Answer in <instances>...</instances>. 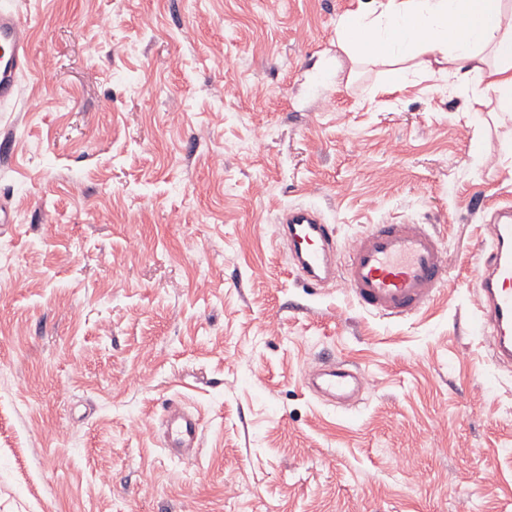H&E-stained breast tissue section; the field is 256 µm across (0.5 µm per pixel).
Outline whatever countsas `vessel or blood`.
Here are the masks:
<instances>
[{"label":"vessel or blood","instance_id":"vessel-or-blood-1","mask_svg":"<svg viewBox=\"0 0 512 512\" xmlns=\"http://www.w3.org/2000/svg\"><path fill=\"white\" fill-rule=\"evenodd\" d=\"M31 30L0 2V105L15 101L29 63ZM488 253L477 279L476 310L491 358L512 367V205L496 209L485 226ZM277 236L292 258L299 281L320 287L340 280L365 310L385 318H406L428 307L449 274L441 240L428 225H369L348 246H340L334 225L319 208L292 205L277 221ZM305 386L320 400L338 406L358 403L368 384L365 372L326 360L309 367ZM164 447L176 457L199 448L200 419L182 404L164 418Z\"/></svg>","mask_w":512,"mask_h":512}]
</instances>
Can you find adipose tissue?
Listing matches in <instances>:
<instances>
[{
  "label": "adipose tissue",
  "instance_id": "adipose-tissue-1",
  "mask_svg": "<svg viewBox=\"0 0 512 512\" xmlns=\"http://www.w3.org/2000/svg\"><path fill=\"white\" fill-rule=\"evenodd\" d=\"M335 30L348 56L388 60L395 83L416 70L512 109V0H371Z\"/></svg>",
  "mask_w": 512,
  "mask_h": 512
}]
</instances>
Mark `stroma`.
<instances>
[{"instance_id":"stroma-1","label":"stroma","mask_w":512,"mask_h":512,"mask_svg":"<svg viewBox=\"0 0 512 512\" xmlns=\"http://www.w3.org/2000/svg\"><path fill=\"white\" fill-rule=\"evenodd\" d=\"M0 105V512H512V371L475 325L512 114L388 84L337 18L369 0H10ZM327 68V83H314ZM428 224L448 280L401 320L296 279L275 235ZM369 378L350 409L303 373ZM201 420L169 456L163 414ZM0 3V105L15 101L29 63L31 30L11 8ZM164 447L176 457H188L199 448L201 441L200 419L180 403H172L164 418Z\"/></svg>"}]
</instances>
